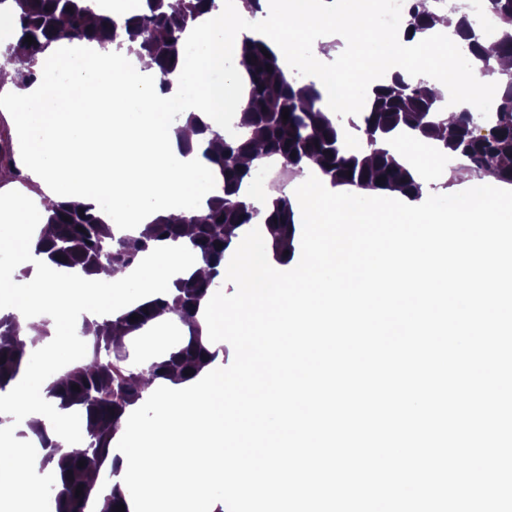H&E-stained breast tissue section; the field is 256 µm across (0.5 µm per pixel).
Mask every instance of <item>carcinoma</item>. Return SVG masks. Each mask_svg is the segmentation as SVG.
<instances>
[{"label": "carcinoma", "instance_id": "obj_1", "mask_svg": "<svg viewBox=\"0 0 512 512\" xmlns=\"http://www.w3.org/2000/svg\"><path fill=\"white\" fill-rule=\"evenodd\" d=\"M17 10L16 43L7 48L0 60V73L24 56L29 67L18 70L14 82L26 87L36 80L40 56L62 40H96L100 43L137 46V54H146L158 67L161 88H169L168 76L183 54V34L201 15L216 7L215 0H145L138 13L117 20L92 7V0H14ZM487 10L499 25L498 39L487 43L482 32L462 15L457 29L466 41L464 60L474 56L483 65L482 71L493 73L506 56L512 57V0H487ZM436 18L431 0H411L406 31L424 33ZM35 43L25 42L26 36ZM268 54H263V51ZM241 65L249 77L246 106L241 112L242 135L227 140L213 134L204 149V157L217 166L224 177L223 194L207 201L206 209L187 216L160 218L150 225V233L136 245L115 237L102 223L94 206L78 202L53 203L37 252L46 255L55 266L78 267L93 275L103 269L115 274L129 268L139 254L149 251L151 242L163 239L176 241L191 227L190 245L200 252L210 266L205 275L191 274L174 283V289L156 295L114 321L99 325L86 323L80 336L90 338L91 361L73 367L65 378L56 382L49 396L59 401L62 409L79 414L76 425H85L87 436L77 447L65 451L58 440L46 437L40 423L28 425L42 451L43 462L56 466V476L49 495L54 512H83L91 502L92 485L82 476L98 470L105 461L120 421L128 407L144 399L153 380L189 369L199 370L204 364L205 350L195 333L170 352L168 359L154 362L146 369L123 365L127 348L121 337L143 329L160 311H172L191 325L200 302L209 290L219 284L218 267L227 264L238 248L234 230H250L254 211L239 200V191L252 176L245 163L249 156L265 157L271 153L282 156L288 169L304 173L308 163L320 167L331 183H346L361 188H382L400 192L407 198L420 196V185L387 149H375L373 155L350 148L342 128L322 106V93L316 83L298 85L286 79L278 58L260 38L244 37ZM494 113L487 125L473 126L471 112L462 110L443 118L447 111L437 102L429 82L405 81L394 76L392 83L375 88L372 102L354 99L359 110L361 132L366 144L398 131H416L425 138L435 137L444 123L452 133L444 148L471 161V171L490 185L512 184V77L493 90ZM289 119H282L283 109ZM382 182H377V179ZM273 235V251L277 259L283 252L294 254L296 235L295 211L292 201L276 198L272 213L266 220ZM138 319L132 321V315ZM19 320L13 316L0 318V393L7 390L21 366L29 357L18 341ZM79 390H73V386ZM84 466H79V462ZM82 494L76 495V489Z\"/></svg>", "mask_w": 512, "mask_h": 512}]
</instances>
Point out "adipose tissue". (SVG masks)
Masks as SVG:
<instances>
[{
	"mask_svg": "<svg viewBox=\"0 0 512 512\" xmlns=\"http://www.w3.org/2000/svg\"><path fill=\"white\" fill-rule=\"evenodd\" d=\"M261 2L268 16L250 30L242 27L239 16L221 9L198 18L186 33L195 53L192 59L179 60L166 89L150 80L148 58L95 40L54 44L37 67V80L24 89H15L10 75L0 76V88L8 92L21 129L35 133L24 148L27 174L40 187L39 195L15 200L6 218L18 227L14 264L24 276L0 275L9 286L7 298L0 300V317L17 316L19 342L43 361L38 369L21 367L10 386L7 408L17 428L37 421L49 438L66 432L67 414L51 407L48 390L66 373L84 321L116 318L154 298L157 290L172 287L184 268H207L202 257H188L179 241L154 243L132 272L88 276L78 269L50 268L45 256L36 252L47 204H91L98 193H107L112 206L100 218L115 236L132 243L143 239L159 216L199 210L221 189L224 178L197 150L202 136L195 128H160L156 113L177 100L184 111L198 116L200 125L223 132L225 115L240 114L246 104V72L236 68L216 86L208 83L207 73L223 67L226 46L241 44L244 36L264 39L285 64L288 37L314 30L323 14L332 13L327 33L310 45L306 61L317 67L331 56L339 60L338 68L325 72L323 84L340 112L353 109L352 96L343 90L349 74H358L366 92L377 86L372 71L363 66L366 59L380 60L420 44L419 39H408L402 28H371L360 0H320L304 13L288 12L278 0ZM64 66L73 74V85L94 88L92 97H73L72 85L57 80ZM511 76V61H503L491 76L483 75L475 62L459 79L461 93L440 81L431 88L441 100H454L457 108L476 113L480 93ZM187 141L194 143V150H183ZM6 454L9 468L0 473V505L8 512H26L29 501L41 495L50 471L39 449L10 448Z\"/></svg>",
	"mask_w": 512,
	"mask_h": 512,
	"instance_id": "1",
	"label": "adipose tissue"
}]
</instances>
